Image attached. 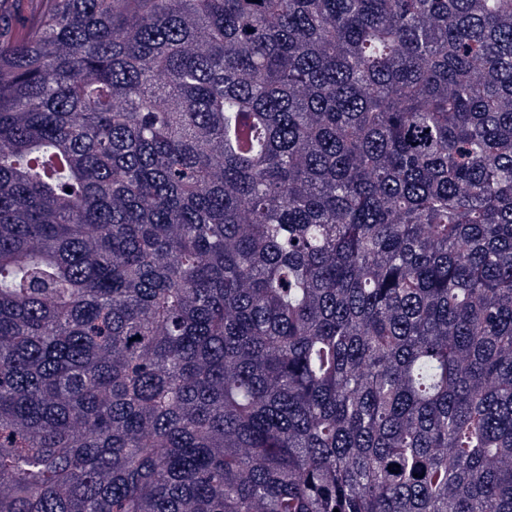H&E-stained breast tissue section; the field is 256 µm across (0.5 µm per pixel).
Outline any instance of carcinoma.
I'll use <instances>...</instances> for the list:
<instances>
[{
  "label": "carcinoma",
  "instance_id": "carcinoma-1",
  "mask_svg": "<svg viewBox=\"0 0 512 512\" xmlns=\"http://www.w3.org/2000/svg\"><path fill=\"white\" fill-rule=\"evenodd\" d=\"M335 509L512 512V0H0V512Z\"/></svg>",
  "mask_w": 512,
  "mask_h": 512
}]
</instances>
